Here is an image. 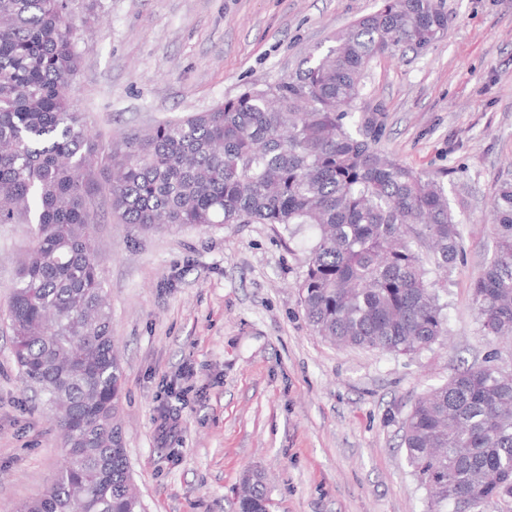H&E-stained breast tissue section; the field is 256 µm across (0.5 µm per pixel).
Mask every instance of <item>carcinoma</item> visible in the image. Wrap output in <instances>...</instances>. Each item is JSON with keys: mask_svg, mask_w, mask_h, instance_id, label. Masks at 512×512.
Wrapping results in <instances>:
<instances>
[{"mask_svg": "<svg viewBox=\"0 0 512 512\" xmlns=\"http://www.w3.org/2000/svg\"><path fill=\"white\" fill-rule=\"evenodd\" d=\"M86 0H0V224L24 218L33 247L8 300L14 357L72 447L46 491L17 512H144L119 410L103 259L89 233L104 202L142 234L216 224H305L317 232L299 284L312 331L344 345L413 354L448 335L439 291L465 219L439 178L389 159L349 122L376 55L426 48L448 28L435 0H383L306 67L250 85L205 112L106 144L65 91L81 54L72 20ZM494 256L472 296L489 336L512 340V182L491 202ZM402 446L427 512L512 506V372L484 362L417 397ZM239 512H269L249 471Z\"/></svg>", "mask_w": 512, "mask_h": 512, "instance_id": "obj_1", "label": "carcinoma"}]
</instances>
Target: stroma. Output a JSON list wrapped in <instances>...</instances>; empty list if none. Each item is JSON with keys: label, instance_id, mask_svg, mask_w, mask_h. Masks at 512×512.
Returning <instances> with one entry per match:
<instances>
[{"label": "stroma", "instance_id": "obj_1", "mask_svg": "<svg viewBox=\"0 0 512 512\" xmlns=\"http://www.w3.org/2000/svg\"><path fill=\"white\" fill-rule=\"evenodd\" d=\"M438 3L447 32L404 57H374L354 110L391 158L441 176L469 219L441 293L448 334L430 349L401 355L315 336L298 296L308 228L141 236L100 211L92 232L106 250L125 448L146 512H237L250 468L266 475L274 512H425L401 446L414 400L473 363L512 371V341L486 336L472 302L496 249L485 218L498 185L512 180V0ZM101 4L75 21L84 55L68 97L106 140L294 74L381 0ZM31 246L29 225L0 224V512L40 496L64 455L12 350L7 302ZM166 411L179 423L168 438Z\"/></svg>", "mask_w": 512, "mask_h": 512}]
</instances>
